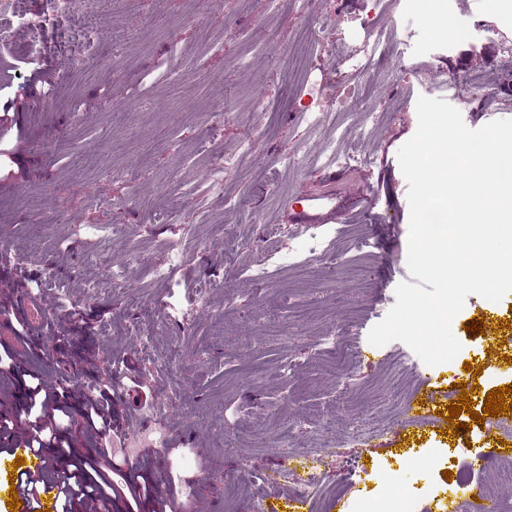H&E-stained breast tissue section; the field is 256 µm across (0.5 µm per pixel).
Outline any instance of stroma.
Listing matches in <instances>:
<instances>
[{"instance_id": "1", "label": "stroma", "mask_w": 512, "mask_h": 512, "mask_svg": "<svg viewBox=\"0 0 512 512\" xmlns=\"http://www.w3.org/2000/svg\"><path fill=\"white\" fill-rule=\"evenodd\" d=\"M45 16L46 42L0 11V259L37 275L52 329L26 359L86 390L112 382L113 447L142 446L167 422L171 449L140 463L206 512H266L294 494L301 512H345L397 475L426 512L445 449L512 461V437L482 430L489 392L512 385V293L469 295L452 321L462 348L426 367L405 344L367 336L410 281L408 183L397 159L417 130L419 97L456 107L480 128L512 119V8L506 0H72ZM471 25L455 41L456 23ZM390 55L366 56L364 23ZM345 39L355 64L330 46ZM362 92L347 111L335 100ZM324 121L308 125L311 90ZM349 133L350 159L323 145ZM254 138L251 152L240 142ZM236 157L223 192L215 158ZM335 229L347 250L249 277L267 252L291 248L284 226ZM187 262L152 281L166 244ZM121 286L110 287L113 271ZM481 321L480 334L468 330ZM469 394L449 433L405 426L422 372ZM142 378L150 398L131 381ZM373 419L359 437L351 428ZM292 473L281 477L284 455ZM321 456L312 466L310 455Z\"/></svg>"}]
</instances>
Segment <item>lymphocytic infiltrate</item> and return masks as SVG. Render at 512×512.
<instances>
[{
    "label": "lymphocytic infiltrate",
    "mask_w": 512,
    "mask_h": 512,
    "mask_svg": "<svg viewBox=\"0 0 512 512\" xmlns=\"http://www.w3.org/2000/svg\"><path fill=\"white\" fill-rule=\"evenodd\" d=\"M24 397V424L1 415L0 437H12L21 428L29 435L28 447L53 448L67 459L68 467L61 475L63 512H86L93 503L116 498L123 499L126 512H174L176 484L159 489L149 470L132 464L123 467L112 460L108 445L116 400L111 385L101 384L79 408L86 430L99 440L96 455L90 457L78 453L61 429L73 408L71 393L52 394L47 379L32 373L25 382Z\"/></svg>",
    "instance_id": "obj_1"
}]
</instances>
